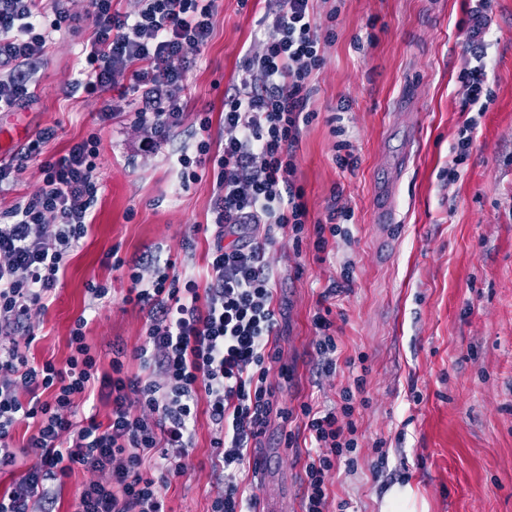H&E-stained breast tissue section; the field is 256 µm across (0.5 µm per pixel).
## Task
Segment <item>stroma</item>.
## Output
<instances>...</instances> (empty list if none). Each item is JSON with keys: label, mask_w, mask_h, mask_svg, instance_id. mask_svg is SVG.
<instances>
[{"label": "stroma", "mask_w": 512, "mask_h": 512, "mask_svg": "<svg viewBox=\"0 0 512 512\" xmlns=\"http://www.w3.org/2000/svg\"><path fill=\"white\" fill-rule=\"evenodd\" d=\"M491 18L487 73L494 99L473 116L461 109L458 79L467 57L472 0H326L338 7L325 64L312 80L317 116L301 132L296 178L311 218L330 204L351 209L347 235L330 239L323 255L284 237L268 252L277 273L281 353L269 380L283 405L339 403L352 376L347 360L367 368L358 408L357 464L327 478V512H381L396 482L409 483L427 512H512V0H486ZM74 17L54 33L32 79L35 100L0 112V162H9L46 128L55 137L45 154L100 136L98 202L87 236L70 255L48 307L35 312V340L15 336L35 361L64 365L70 332L86 318L87 343L102 362L113 346L131 355L145 346L147 315L124 303L127 270L106 266L109 250L131 258L162 245L178 271L203 273L208 245L194 225L210 218L212 184L182 186L171 153L194 147L197 114H208L213 142L224 132V91L243 55L263 30L261 0H218L213 33L189 74L187 117L160 149L146 151L133 124L136 93L104 98L73 88L93 36L89 0H71ZM114 109L101 123V104ZM475 121L467 159L449 179L460 128ZM345 130L355 162L335 161L334 128ZM409 160L394 202L399 222L393 247L373 222L375 195L394 159ZM342 292L325 297L341 281ZM106 285L109 299L92 305L87 286ZM332 309L339 329L337 369L324 374L314 349L313 315ZM300 421L272 418L259 448H277L276 469L303 497L305 446L286 447ZM213 427L195 423V447L185 475L160 484L169 512H211L224 489L213 463ZM386 441L388 463L377 468L376 445Z\"/></svg>", "instance_id": "1"}]
</instances>
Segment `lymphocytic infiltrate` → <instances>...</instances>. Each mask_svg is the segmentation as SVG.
Masks as SVG:
<instances>
[{
	"label": "lymphocytic infiltrate",
	"instance_id": "1",
	"mask_svg": "<svg viewBox=\"0 0 512 512\" xmlns=\"http://www.w3.org/2000/svg\"><path fill=\"white\" fill-rule=\"evenodd\" d=\"M40 2L0 0V112L32 101L33 67L45 57L51 31L70 18L68 0H50L54 18L43 26L49 12ZM215 3L139 0L137 11L123 13L113 0H90L88 67L75 86L95 94L127 79L141 98L135 121L147 133L146 146L169 139L185 120L191 59L211 38ZM266 3L268 24L224 92L221 149H212L211 120L203 115L196 119L195 154L182 149L177 156L183 184L199 181L202 168L213 172L206 278L177 272L174 260L150 251L112 263L129 270L127 303L147 311L146 344L134 354L140 374L128 375L120 347L101 367L85 341L82 318L70 333L64 366L35 362L16 344L0 347V469L20 455L30 460L25 474L0 493V512H50L53 485L78 466L97 477L79 488L74 512H168L144 468L157 461L169 476L185 472L202 408L215 427L211 446L224 472V491L212 512H249L255 503L239 471L274 415L302 417L308 433L304 512H326L328 474L354 467L363 376L342 391L336 407L323 411L307 403L280 405L268 380L279 352L276 273L267 250L289 233L324 253L351 212L332 205L324 218L310 220L305 189L296 181L302 127L315 116L312 77L324 64L322 46L329 39L315 0ZM482 34V23L474 22L459 72L468 111H486L493 99ZM53 136L52 129L42 130L13 163H0V183L16 181L33 160L44 173L38 192L0 214L1 338L33 336V311L47 307L69 253L93 219L100 139L89 135L55 158L43 151ZM95 391L111 407L103 421L78 412ZM22 418L35 430L17 449L13 431Z\"/></svg>",
	"mask_w": 512,
	"mask_h": 512
}]
</instances>
